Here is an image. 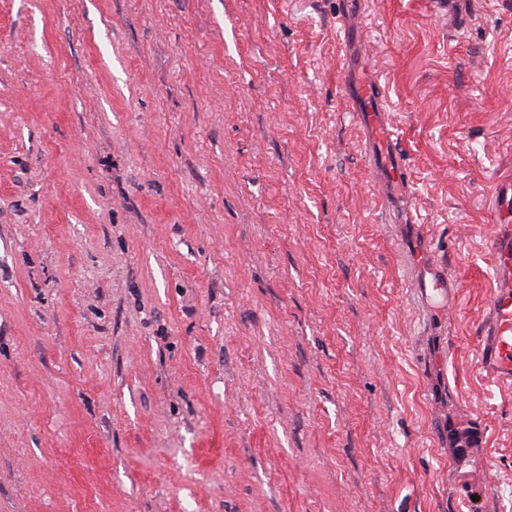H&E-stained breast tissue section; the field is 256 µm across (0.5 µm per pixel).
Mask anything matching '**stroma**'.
Returning <instances> with one entry per match:
<instances>
[{"mask_svg": "<svg viewBox=\"0 0 512 512\" xmlns=\"http://www.w3.org/2000/svg\"><path fill=\"white\" fill-rule=\"evenodd\" d=\"M463 7L0 0V512H512V0ZM354 116L365 125L379 126L382 116L390 107L389 98L385 90L378 84L364 89L359 97L355 94ZM508 237L496 239L491 249L499 259L500 285L491 302L492 317L486 330L485 350L494 375L512 385V226ZM421 266L419 263L415 265V280L412 282V288H418L421 294L431 301L439 297H443V292L448 288L449 279L448 271L437 268L436 265L428 269L430 278L427 280L425 274H421Z\"/></svg>", "mask_w": 512, "mask_h": 512, "instance_id": "obj_1", "label": "stroma"}]
</instances>
